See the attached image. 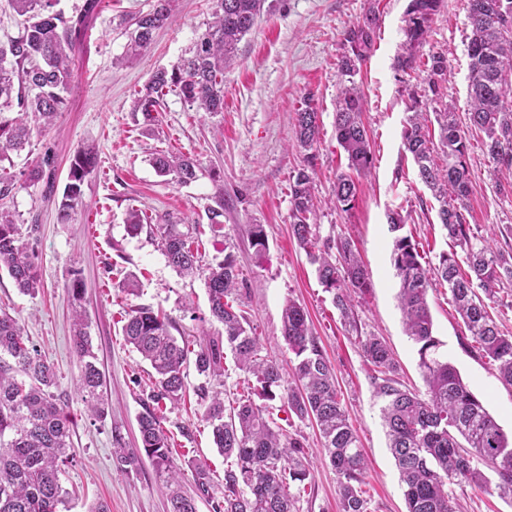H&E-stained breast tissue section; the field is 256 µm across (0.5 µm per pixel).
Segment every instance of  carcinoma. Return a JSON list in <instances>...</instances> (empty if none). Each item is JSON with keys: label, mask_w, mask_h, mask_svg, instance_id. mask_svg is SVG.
Returning a JSON list of instances; mask_svg holds the SVG:
<instances>
[{"label": "carcinoma", "mask_w": 512, "mask_h": 512, "mask_svg": "<svg viewBox=\"0 0 512 512\" xmlns=\"http://www.w3.org/2000/svg\"><path fill=\"white\" fill-rule=\"evenodd\" d=\"M101 2L84 0L67 16L56 9L58 0H9L22 17V26L17 36L0 43V113L15 109L17 116L0 120V161L23 149L34 130L52 125L66 107L73 83L69 53L86 41ZM265 2L212 0L211 21L189 55L169 70L156 71L138 92L133 111L154 119L163 96L171 91L207 112L224 111V69L254 28ZM172 4L173 0H155L149 12L127 20L132 27L130 42L118 62L149 48L154 32L171 18ZM442 7L443 0H410L404 18L405 49L394 65L407 75L425 73L421 93L411 94L412 115L402 130V142L419 180L439 202L445 237L460 248L458 253H440L438 264L428 268L421 263L418 243L400 234L404 221L399 212L388 215L393 234L391 263L400 281L399 307L405 332L417 346L425 392L411 391L394 379L396 364L384 339L373 334L358 337L363 356L377 373L376 393L384 399L381 415L404 488L406 512H460L453 487L480 488L491 475L502 494L512 495V437L440 353L428 303L434 282L448 286L473 348L488 360L499 381L511 388L512 336L500 330L491 310L512 309V301L499 296L501 286L512 282V253L475 233L464 211L471 195L472 137L480 136L496 172L512 175V0H469L465 126L457 122L453 105L442 102L447 58L431 54L423 61L417 55ZM377 28L378 17L371 10L345 30V52L337 63L347 84L336 105V139L347 155L349 172L336 177L333 195L336 207L345 212L356 200L358 178L373 163L362 122L363 94L354 77L372 53ZM433 103L442 104L435 113L436 130L423 117ZM295 127L299 145L313 148L320 133L318 112L310 106L299 110ZM97 163L92 147L74 154L58 205L60 223H69L81 200L82 185ZM152 164L159 175L180 185L198 178L197 161L188 154L159 153ZM314 174L313 157L308 156L290 184L291 232L315 265L319 283L348 319L352 297L364 294L370 280L350 239H323L313 224ZM144 221L140 213L130 212L128 231L138 234L145 229L155 235L168 265L179 274H204L211 316L224 325V335L209 338L195 350L171 334L175 322L168 315L147 307L127 313L123 336L153 369V398L180 404L186 395L184 366L189 355H194L198 374L211 380L224 375V354L230 350L237 368L255 379L263 399L281 397L287 400L288 413L316 424L322 448L336 471L340 512H367L362 490L366 458L338 393L335 370L313 336L302 305L290 300L282 314V337L296 359L288 380L276 362L260 355L259 338L242 309L235 257L228 253L204 269L190 234L180 225L168 219L163 224ZM34 230L33 224L23 230L13 213L0 207V270L7 271L16 288L30 296L42 286L34 252L25 239ZM248 233L256 254H263L267 250L263 226L252 224ZM87 328L83 312L75 311L71 341L80 363L76 389L88 410L101 416L104 375ZM56 385L54 368L24 336L18 319L0 310V512H69L72 492L63 487L61 474L73 454L74 421L57 399ZM197 394L210 398L204 418L216 448L232 464L224 469L223 496L216 498L210 494L209 471L201 463L190 462L196 495L208 498L213 512H297L298 498L292 488L302 489L311 476L303 443L285 433L270 420L267 408L249 397L239 399L227 412L221 394L208 396L204 385ZM139 431L141 448L120 443L112 449L113 459L131 470L141 461L140 453H145L166 491L167 512H197L195 495L182 489V470L174 463L170 438L155 413L140 417Z\"/></svg>", "instance_id": "obj_1"}]
</instances>
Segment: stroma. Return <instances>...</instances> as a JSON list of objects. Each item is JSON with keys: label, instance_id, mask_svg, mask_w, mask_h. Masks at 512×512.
<instances>
[{"label": "stroma", "instance_id": "obj_1", "mask_svg": "<svg viewBox=\"0 0 512 512\" xmlns=\"http://www.w3.org/2000/svg\"><path fill=\"white\" fill-rule=\"evenodd\" d=\"M154 0H102L84 47L72 62L73 89L68 106L48 128L33 132L29 145L0 162V173L17 186L6 204L20 224L37 225L29 239L40 268L42 287L32 296L19 293L0 271V309L17 317L27 336L58 375L55 390L75 421L74 457L64 485L72 490L70 512H89L97 501L111 512H166V500L150 462L135 471L112 459L113 437L126 447L140 444L138 418L154 405L148 362L126 343L123 318L134 307L166 312L191 344L220 336L223 326L210 314L203 276L184 277L167 263L156 236L130 234L126 219L138 209L152 219L169 217L197 226L203 263L225 254L237 259L239 286L262 356L289 365L293 358L281 334L288 300L309 313L312 330L336 370L343 402L367 456L363 490L368 512H406L403 488L381 419L370 365L358 343L375 334L391 347L397 377L406 387L423 390L417 347L406 336L397 306L399 288L391 264L392 235L387 215L397 211L418 241L425 264L435 265L448 240L439 225L438 202L418 180L406 156L401 133L409 115V95L421 91L423 73L397 72L402 30L409 0H267L253 30L239 44L234 64L224 72V110L212 115L189 106L177 93L164 98L155 120L133 111L132 102L154 71L175 64L205 30L211 0H174L175 18L156 31L147 52L123 65L128 40L124 19L148 12ZM379 17L374 50L356 77L366 98L364 122L372 141L373 165L359 179L352 209L333 203V183L346 170L347 158L335 131L341 77L336 59L344 31L368 11ZM471 33L468 0H444L419 51L448 59L445 102L454 104L458 121L468 109L467 38ZM319 114L314 193L320 202L315 222L321 237H347L356 245L371 287L354 301L355 326L345 325L331 296L320 285L315 267L290 231V183L303 152L296 145L295 114L304 103ZM94 146L99 164L82 186L70 223L58 220L57 203L67 182L74 153ZM161 152L191 154L198 178L179 185L160 177L151 160ZM53 160L50 181L26 184L29 169L44 156ZM472 194L468 223L496 247L505 241L499 225H512V191L498 192L494 166L480 148L468 160ZM224 200L219 229L208 211ZM263 225L267 250L257 255L248 227ZM137 293L123 288L129 275ZM84 287L82 309L93 349L105 376L104 419L88 415L76 392L78 359L71 346L73 308L67 287ZM440 351L454 364L469 389L484 403L506 434H512V389L494 375L488 361L472 349L447 287L428 294ZM157 406V405H154ZM161 426L173 445L175 464H206L213 495H221L227 462L204 420L205 404L188 396L185 404L157 406ZM269 415L287 434L299 438L312 479L301 493L298 512H339L337 477L325 457L317 428L290 415L282 400L268 404Z\"/></svg>", "mask_w": 512, "mask_h": 512}]
</instances>
